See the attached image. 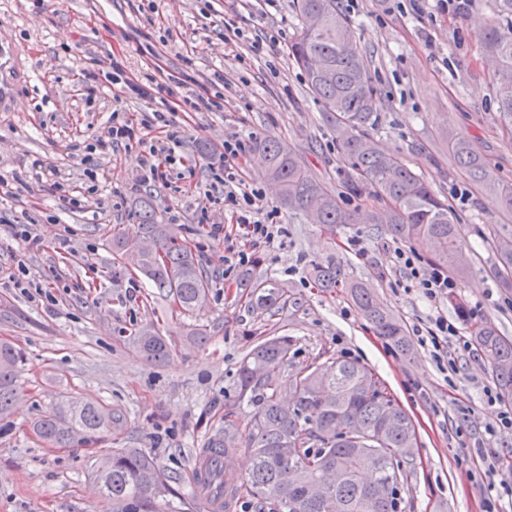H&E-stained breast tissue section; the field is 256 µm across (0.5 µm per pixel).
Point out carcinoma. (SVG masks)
I'll return each mask as SVG.
<instances>
[{
    "mask_svg": "<svg viewBox=\"0 0 512 512\" xmlns=\"http://www.w3.org/2000/svg\"><path fill=\"white\" fill-rule=\"evenodd\" d=\"M301 33L290 54L302 69L307 88L338 132L337 145L350 166V187L373 191L384 208L351 212L324 182L314 178L302 160L275 139L259 141L266 174L279 190L281 203L294 215L335 234L340 224H375L399 240H422L433 262L460 275L462 228L448 204L424 179L394 154L381 151L374 138L381 97L368 73L347 16L337 0H296ZM493 61L500 117L512 134V27L492 23L481 36ZM448 154L475 188L499 193L502 209L512 214V186L497 178L470 142L452 136ZM139 237L112 235V252L124 267L141 274L152 287L173 298L183 311L205 306L211 278L195 254L168 224L158 223L148 202L140 210ZM494 274L512 279V242L497 244ZM321 288H343L379 335L396 347H407L403 324L364 282L349 279L333 253L312 268ZM251 306L272 312L288 299L272 280L240 284ZM477 352L486 359L503 398L512 400V338L491 323L475 326ZM134 351L147 362L165 359L170 346L146 326L133 336ZM292 339L269 336L255 343L237 368V395L224 403V429L210 436L206 448L224 449L229 461L238 448H250L253 465L234 494L250 495L257 512H397V496L408 481L407 468L395 457L400 448L416 447L410 416L388 395L382 381L354 359L332 357L298 366ZM20 355L0 341V416L9 414L18 397ZM254 408L247 435L232 420L242 403ZM123 415L100 403L67 402L34 425L48 444L68 448L102 428L118 425ZM102 497L115 512H158L173 487L153 454L141 448H112L96 469Z\"/></svg>",
    "mask_w": 512,
    "mask_h": 512,
    "instance_id": "1",
    "label": "carcinoma"
}]
</instances>
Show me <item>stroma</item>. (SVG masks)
<instances>
[{"label":"stroma","instance_id":"obj_1","mask_svg":"<svg viewBox=\"0 0 512 512\" xmlns=\"http://www.w3.org/2000/svg\"><path fill=\"white\" fill-rule=\"evenodd\" d=\"M140 0H0V37L13 43L24 67L0 107V340L23 355L20 397L0 418V512H112L95 491L100 455L112 448L151 451L160 467L188 494L195 455L224 426V401L233 396L237 367L259 338L289 336L295 364L311 359L359 360L384 382L411 417L417 434L412 473L402 488L400 512H482L488 464L503 480L501 502L512 505V428H497L500 405L484 390L493 381L484 357H464L456 371L440 370L427 347L410 340L399 350L379 336L343 289L318 288L314 263L335 253L347 273L372 286L406 328L438 313L470 335L447 298L429 300L420 290L400 288L393 251L399 240L372 224H346L335 235L286 216L285 233L273 246L257 248L233 280L224 278V245L197 222L198 196L210 181L209 165L231 133L274 138L291 148L309 172L330 185L350 210L378 209L369 193L346 187L349 166L336 132L309 94L287 48L259 57L245 45L224 41L225 21L252 30L285 28L296 38L300 24L293 0L268 7L265 0H156L155 13ZM349 18L367 69L382 93L381 148L406 160L446 201L463 227L467 274L455 290L468 308H481L512 336V288L494 277L497 255L491 235L512 239V215L498 196L470 187L453 170L443 141L466 137L512 185V136L500 124L496 84L479 35L497 13L496 0H470L465 13L441 11L424 0L414 14L409 0H338ZM246 56L238 65L234 53ZM115 58L131 77L183 79L189 88L223 98V110L177 112L175 124L194 135L179 152L167 185L134 190L144 142L160 130L143 131L132 143L94 162L106 181L84 208L61 193L42 191L31 163L56 167L65 190L84 180L85 147L104 131L115 104L100 87L93 105L82 101L81 69L95 70ZM160 223L172 225L212 279L203 312H182L150 288L140 274L113 267L112 232L135 235L143 202ZM28 223L36 245L15 238L10 220ZM362 240L365 255L350 245ZM24 264L50 296L15 288L8 272ZM273 279L289 294L275 314L248 305L239 281ZM152 326L172 344L163 363L137 356L129 338ZM194 328L208 342L187 343ZM105 404L123 412L120 425L88 435L70 448L39 440L30 423L62 398Z\"/></svg>","mask_w":512,"mask_h":512}]
</instances>
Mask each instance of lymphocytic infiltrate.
<instances>
[{
	"label": "lymphocytic infiltrate",
	"mask_w": 512,
	"mask_h": 512,
	"mask_svg": "<svg viewBox=\"0 0 512 512\" xmlns=\"http://www.w3.org/2000/svg\"><path fill=\"white\" fill-rule=\"evenodd\" d=\"M104 81L112 86L116 106L107 120L105 135L96 140L97 148L106 151L130 143L142 128H166L165 137L150 145L148 155L141 162L137 181L141 187L165 183L177 148L191 138L189 130L172 129L171 113L179 107L194 112L209 111L215 107V100L185 88L180 81L172 82L167 87L158 84L155 76L150 74L140 80L130 78L122 64L113 60L108 69L102 72H84L86 103L94 102ZM132 96L148 101L153 106L152 111L142 113L137 120L127 115L121 104ZM252 144V137L237 133L225 139L219 165L221 174L203 191L198 221L208 224L211 238L228 242L236 236L249 246L261 247L273 244L276 233L283 230L284 218L278 207L269 203L264 188L260 184L247 182L240 173L239 163L250 153ZM215 205L223 206L229 219L228 225L209 223L208 211ZM393 259L407 287L421 289L429 299L451 294L457 286L447 271L438 267L427 268L423 257L414 249H395ZM417 340L420 344L431 345L436 359L450 366L472 349L471 341L462 336L455 323L442 316L435 318L426 332L418 334Z\"/></svg>",
	"instance_id": "obj_1"
}]
</instances>
